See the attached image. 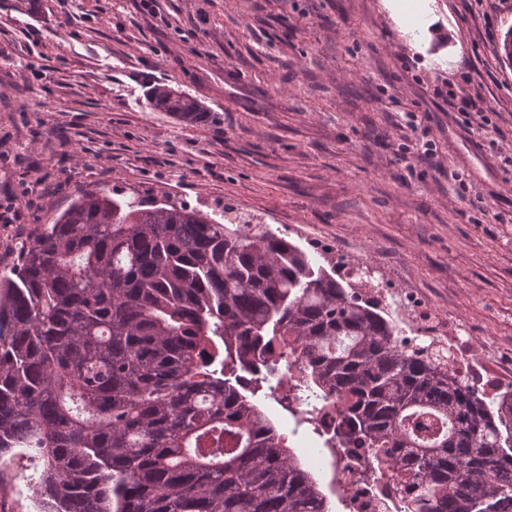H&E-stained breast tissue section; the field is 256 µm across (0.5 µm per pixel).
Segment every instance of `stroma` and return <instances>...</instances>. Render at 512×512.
<instances>
[{
    "instance_id": "1",
    "label": "stroma",
    "mask_w": 512,
    "mask_h": 512,
    "mask_svg": "<svg viewBox=\"0 0 512 512\" xmlns=\"http://www.w3.org/2000/svg\"><path fill=\"white\" fill-rule=\"evenodd\" d=\"M420 3L0 0V278L81 192L168 198L367 262L512 362V0ZM157 82L202 120L147 108ZM433 93L439 98L448 100V109L452 112H459L463 117L462 122L465 126H470L473 123H478L480 126L487 124L488 119L484 114L485 110L480 107V97L473 98L469 95L457 94L453 90L443 91L438 86H434Z\"/></svg>"
}]
</instances>
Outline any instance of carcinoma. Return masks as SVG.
<instances>
[{
	"label": "carcinoma",
	"instance_id": "cac0c4a2",
	"mask_svg": "<svg viewBox=\"0 0 512 512\" xmlns=\"http://www.w3.org/2000/svg\"><path fill=\"white\" fill-rule=\"evenodd\" d=\"M148 108L199 102L166 83ZM303 366L345 443L412 479L415 512H512V391L489 399L268 228L84 192L0 279V468L42 470L43 512H328L255 402L263 358Z\"/></svg>",
	"mask_w": 512,
	"mask_h": 512
}]
</instances>
